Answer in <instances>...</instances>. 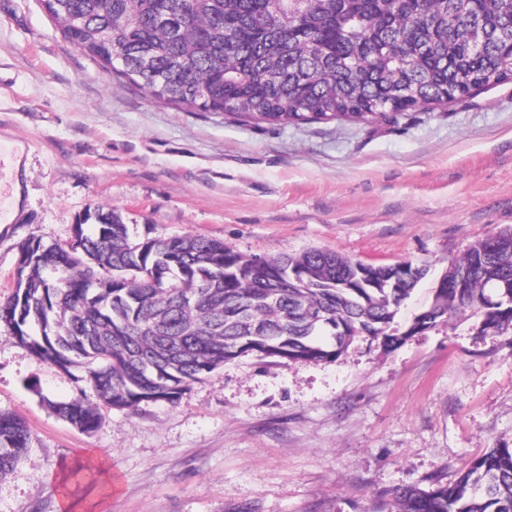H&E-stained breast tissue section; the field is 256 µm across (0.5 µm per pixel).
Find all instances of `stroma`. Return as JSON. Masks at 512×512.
Instances as JSON below:
<instances>
[{
    "instance_id": "obj_1",
    "label": "stroma",
    "mask_w": 512,
    "mask_h": 512,
    "mask_svg": "<svg viewBox=\"0 0 512 512\" xmlns=\"http://www.w3.org/2000/svg\"><path fill=\"white\" fill-rule=\"evenodd\" d=\"M99 206L136 239L427 266L404 327L452 260L512 228V80L396 124L273 127L159 102L64 40L39 0H0V303L22 243L68 246ZM478 325L392 350L363 337L327 363L241 357L173 405L99 404L90 433L51 408L80 396L75 373L0 329V411L30 435L0 512H390L395 488L512 448V333Z\"/></svg>"
}]
</instances>
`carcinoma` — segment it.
<instances>
[{
    "instance_id": "cac0c4a2",
    "label": "carcinoma",
    "mask_w": 512,
    "mask_h": 512,
    "mask_svg": "<svg viewBox=\"0 0 512 512\" xmlns=\"http://www.w3.org/2000/svg\"><path fill=\"white\" fill-rule=\"evenodd\" d=\"M53 27L95 63L169 105L284 126L395 122L448 91L512 79V0H40ZM473 40L483 53L465 54ZM75 225L68 248L29 241L23 276L0 304L19 343L116 410L173 403L240 357L333 361L358 338L395 348L443 317L468 311L481 332H512V229L451 262L463 288H436L430 319L393 327L426 275L376 288L362 262L310 250L261 261L217 239H131L109 209ZM91 432L96 405L52 404ZM29 433L0 411V476ZM394 512H512V448H492L459 478L394 492Z\"/></svg>"
}]
</instances>
